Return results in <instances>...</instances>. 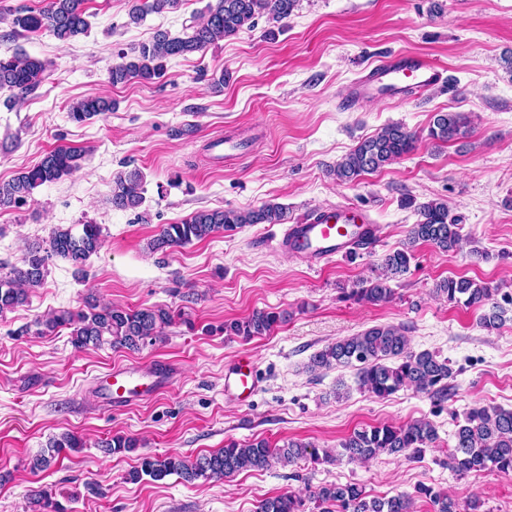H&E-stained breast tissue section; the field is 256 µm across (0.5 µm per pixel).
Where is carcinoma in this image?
<instances>
[{"label": "carcinoma", "mask_w": 512, "mask_h": 512, "mask_svg": "<svg viewBox=\"0 0 512 512\" xmlns=\"http://www.w3.org/2000/svg\"><path fill=\"white\" fill-rule=\"evenodd\" d=\"M179 0H132L128 16L138 23L150 12L158 13L174 7ZM298 0H217L208 6L203 20L191 26L192 32L184 37H172L165 31L157 32L151 41L141 44L133 54L118 53V62L109 69L112 85L133 79L152 81L164 76L166 61L172 57H187L204 53L206 49L244 29L255 26L265 17L271 22L285 23L293 14ZM85 0H48L42 10L15 13V29L28 33L47 30L63 45L88 32L89 23L84 8ZM48 64L25 53L9 58L0 57V89L19 95L34 93L47 79ZM113 109L112 100L88 97L69 106L72 121L83 123ZM467 122L459 112H438L434 115L428 136L440 142H450L466 134ZM416 138L399 125L384 127L376 135L361 141L346 154L332 170L336 180L353 183L364 174L384 166L410 153ZM82 152L69 146H59L47 152L34 166L18 172L8 181H0V210L19 207L27 202L32 190L72 175L80 168ZM143 177L137 170L122 173L112 181V206L136 209L143 203ZM420 216L408 231V241L399 249L384 256L383 274L365 279L352 289L354 300L378 306L392 296L389 282L410 270L416 243H430L445 253L460 251L466 237L461 233L459 220L449 218L448 204L432 199L417 206ZM285 208L275 202H266L250 209L200 210L176 224H166L149 243L152 250H174L214 233L234 231L245 224H281ZM103 245L102 227L84 223L78 233L72 229L57 228L48 247L29 250L5 274H0V313L14 310L28 301L27 289L40 286L47 274V261L58 256L79 265L97 253ZM450 303H463L478 308L491 300L494 289L467 278H448L437 287ZM504 310L493 304L483 315L482 325L488 330L500 328ZM285 319L273 311H255L242 321L224 324L230 335L250 339L265 336ZM173 312L161 306L139 309L101 306L96 300L87 302V310L74 313L68 309L54 310L37 322L36 334L46 335L60 328L70 330L71 344L78 350L97 348L104 343L114 348L139 351L162 338L163 330L173 323ZM359 364L360 388L378 398H388L402 387L411 385L415 390L443 395L448 391L452 368L448 360H440L429 351L409 350V340L401 327L379 325L354 336L326 345L310 358L312 371L332 366ZM437 439L435 427L428 421L415 420L400 426H371L353 431L336 445V455L319 452L310 442L290 440L280 448H271L267 442L256 440L248 444L229 442L224 448L198 456L188 464L181 456L144 454L138 465L127 473L126 480L138 483L148 477L154 482L177 475L187 483L199 479L221 480L237 472L264 470L274 458L288 464L300 460L317 463L333 461L368 460L381 453L399 455L407 451L419 455ZM83 447L82 441L71 433H63L49 442L46 450L29 461L34 473L48 469L66 449ZM138 447L132 436L115 435L103 442L106 451L115 454ZM448 463L461 473L495 469L503 474L512 473V410L490 406H476L465 415L464 424L458 426L454 444L448 453ZM417 492L429 496L436 512H459L458 504L446 495L418 486ZM312 499L329 504L336 510L325 512H411L413 497L401 492L389 498H371L357 484L322 485L312 493ZM36 512H65L53 492L40 489L33 493ZM256 512H305L304 500L293 495H282L262 500Z\"/></svg>", "instance_id": "obj_1"}]
</instances>
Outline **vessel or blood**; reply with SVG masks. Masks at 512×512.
I'll use <instances>...</instances> for the list:
<instances>
[{"mask_svg":"<svg viewBox=\"0 0 512 512\" xmlns=\"http://www.w3.org/2000/svg\"><path fill=\"white\" fill-rule=\"evenodd\" d=\"M443 70L417 54L398 53L382 60L353 82L347 92L349 104L368 100L402 99L443 83ZM375 226L368 214L351 209L318 210L304 216L283 234V251L321 261L347 255L358 246H370ZM175 372L170 364L149 369L117 366L103 380V392L113 408L123 409L135 402L152 400L172 382ZM260 376L250 355L238 356L224 372V396L240 404L247 403L260 389Z\"/></svg>","mask_w":512,"mask_h":512,"instance_id":"obj_1","label":"vessel or blood"}]
</instances>
